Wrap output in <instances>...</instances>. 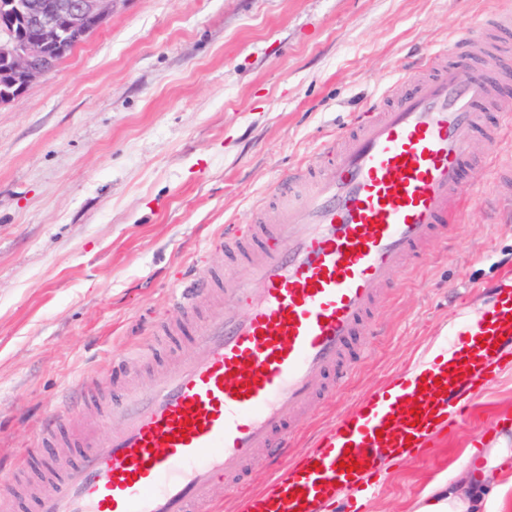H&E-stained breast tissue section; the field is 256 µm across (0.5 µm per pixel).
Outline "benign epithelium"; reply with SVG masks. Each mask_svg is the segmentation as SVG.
<instances>
[{"label":"benign epithelium","instance_id":"7a95c632","mask_svg":"<svg viewBox=\"0 0 512 512\" xmlns=\"http://www.w3.org/2000/svg\"><path fill=\"white\" fill-rule=\"evenodd\" d=\"M126 0H5L0 4V63L21 78L0 88V106L50 75L57 59L107 25Z\"/></svg>","mask_w":512,"mask_h":512}]
</instances>
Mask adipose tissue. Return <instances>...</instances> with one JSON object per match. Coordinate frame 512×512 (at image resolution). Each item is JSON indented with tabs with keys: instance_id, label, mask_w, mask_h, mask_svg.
<instances>
[{
	"instance_id": "ef3b65f1",
	"label": "adipose tissue",
	"mask_w": 512,
	"mask_h": 512,
	"mask_svg": "<svg viewBox=\"0 0 512 512\" xmlns=\"http://www.w3.org/2000/svg\"><path fill=\"white\" fill-rule=\"evenodd\" d=\"M512 492V448L499 438L489 448L468 451L452 481L431 486L415 512H505Z\"/></svg>"
}]
</instances>
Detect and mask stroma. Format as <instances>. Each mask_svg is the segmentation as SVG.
<instances>
[{
	"mask_svg": "<svg viewBox=\"0 0 512 512\" xmlns=\"http://www.w3.org/2000/svg\"><path fill=\"white\" fill-rule=\"evenodd\" d=\"M512 0H125L48 77L0 106V465L35 452L49 414L82 394L110 399L128 361L148 381L192 354L153 333L180 320L173 289L224 263L216 242L282 174L321 161L323 141ZM512 81L485 104L493 135L471 143L458 231L397 278L364 354L312 404L294 452L482 313L512 263ZM500 176L488 180V171ZM421 456L385 466L360 512H413L468 449L512 422V368ZM216 489L239 512L266 486Z\"/></svg>",
	"mask_w": 512,
	"mask_h": 512,
	"instance_id": "obj_1",
	"label": "stroma"
}]
</instances>
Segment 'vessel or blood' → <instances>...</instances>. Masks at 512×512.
Returning a JSON list of instances; mask_svg holds the SVG:
<instances>
[{"mask_svg":"<svg viewBox=\"0 0 512 512\" xmlns=\"http://www.w3.org/2000/svg\"><path fill=\"white\" fill-rule=\"evenodd\" d=\"M469 45L464 37L435 50L325 141L319 166L281 176L250 223L225 225L223 269L173 299L197 353L114 394L81 432L76 458L27 457L51 493L28 490L16 468L1 470L0 507L209 512L215 486L240 482L257 455L287 447L303 410L359 355L392 276L459 219L455 190L494 92L487 69L459 78ZM241 267L248 278L237 277ZM463 334L466 355L405 370L281 463L242 512H353L338 487L362 492L380 461L420 454L428 435L454 426L512 363V322L481 317Z\"/></svg>","mask_w":512,"mask_h":512,"instance_id":"obj_1","label":"vessel or blood"}]
</instances>
